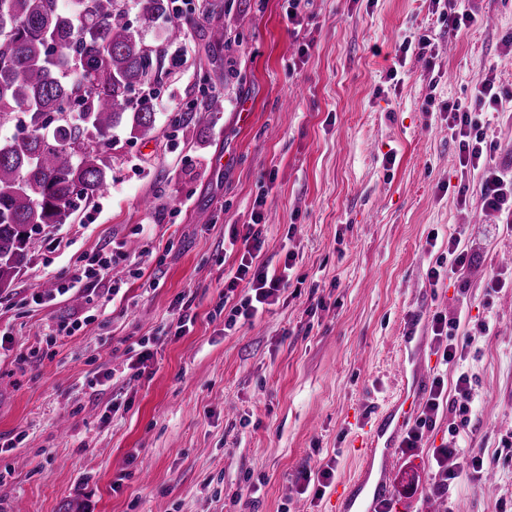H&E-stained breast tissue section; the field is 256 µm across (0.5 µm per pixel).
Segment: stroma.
Wrapping results in <instances>:
<instances>
[{
  "mask_svg": "<svg viewBox=\"0 0 512 512\" xmlns=\"http://www.w3.org/2000/svg\"><path fill=\"white\" fill-rule=\"evenodd\" d=\"M233 3L238 80L190 15L163 57L153 137L114 129L107 184L34 233L0 290V512H339L363 428L418 382L451 391L463 371L478 397L468 427L440 412L423 448L389 463L398 512H512V288L488 290L512 279V228L482 206L444 110L492 73L509 96L487 135L512 167V0H467L476 22L460 34L428 0H310L298 27L288 0ZM422 35L431 55H396ZM215 90L224 109L209 113ZM258 219L259 263L293 269L268 312L228 330L224 276L243 249L227 240ZM452 237L471 263L433 281ZM101 250L112 267L87 301L33 303ZM182 297L197 318L174 338ZM438 315L490 332L447 367ZM456 442L484 468L449 457L459 476L436 492L432 451ZM307 468L321 491H302Z\"/></svg>",
  "mask_w": 512,
  "mask_h": 512,
  "instance_id": "35a3bbf8",
  "label": "stroma"
}]
</instances>
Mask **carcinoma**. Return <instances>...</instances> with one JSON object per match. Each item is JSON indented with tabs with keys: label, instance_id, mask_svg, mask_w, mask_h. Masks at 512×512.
I'll return each instance as SVG.
<instances>
[{
	"label": "carcinoma",
	"instance_id": "cac0c4a2",
	"mask_svg": "<svg viewBox=\"0 0 512 512\" xmlns=\"http://www.w3.org/2000/svg\"><path fill=\"white\" fill-rule=\"evenodd\" d=\"M78 2L73 15L60 0H0V123L17 118L0 142L1 288L23 266L31 234L65 223L71 207L107 182L104 149L124 116L135 139L155 130L150 103L132 110L129 93L159 80L163 49L131 29L118 0ZM141 2L145 24L172 12L171 0ZM185 36L170 17L164 43ZM208 44L232 63L227 25H212Z\"/></svg>",
	"mask_w": 512,
	"mask_h": 512
}]
</instances>
